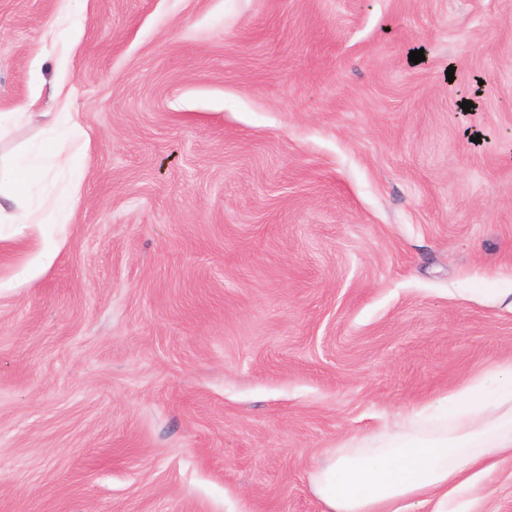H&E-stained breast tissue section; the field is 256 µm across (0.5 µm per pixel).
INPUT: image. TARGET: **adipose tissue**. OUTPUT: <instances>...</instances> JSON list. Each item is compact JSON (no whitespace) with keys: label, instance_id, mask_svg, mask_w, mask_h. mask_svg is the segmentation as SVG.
I'll return each mask as SVG.
<instances>
[{"label":"adipose tissue","instance_id":"1","mask_svg":"<svg viewBox=\"0 0 512 512\" xmlns=\"http://www.w3.org/2000/svg\"><path fill=\"white\" fill-rule=\"evenodd\" d=\"M48 136L28 152L11 157L0 171V224H68L79 181L66 193L31 203L44 177L39 156L53 154L54 138L72 136L68 112L48 123ZM56 165L73 157L53 154ZM436 424L404 410L353 446L328 451L310 474L324 512H455L462 491L475 488L505 460H512V362L470 378L433 402Z\"/></svg>","mask_w":512,"mask_h":512}]
</instances>
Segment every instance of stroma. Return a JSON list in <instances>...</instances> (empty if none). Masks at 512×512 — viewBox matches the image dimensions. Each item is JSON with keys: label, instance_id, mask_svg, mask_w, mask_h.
I'll return each instance as SVG.
<instances>
[{"label": "stroma", "instance_id": "stroma-1", "mask_svg": "<svg viewBox=\"0 0 512 512\" xmlns=\"http://www.w3.org/2000/svg\"><path fill=\"white\" fill-rule=\"evenodd\" d=\"M67 7L0 0V112L88 134L0 241V512H323L325 449L512 360V0Z\"/></svg>", "mask_w": 512, "mask_h": 512}]
</instances>
